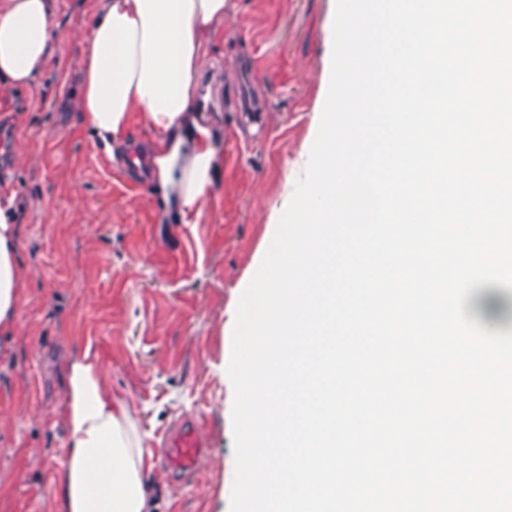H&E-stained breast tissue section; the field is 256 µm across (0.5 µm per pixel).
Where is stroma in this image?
I'll return each mask as SVG.
<instances>
[{
	"mask_svg": "<svg viewBox=\"0 0 512 512\" xmlns=\"http://www.w3.org/2000/svg\"><path fill=\"white\" fill-rule=\"evenodd\" d=\"M198 75L224 130V175L190 223L170 224L80 124V58L96 0H54L51 54L27 86L0 83V158L29 273L14 354L0 360V512H56L68 357L100 361L156 448L193 425L195 480L153 468L157 512H230L239 299L304 172L331 73L336 0H231Z\"/></svg>",
	"mask_w": 512,
	"mask_h": 512,
	"instance_id": "obj_1",
	"label": "stroma"
}]
</instances>
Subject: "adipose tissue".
I'll list each match as a JSON object with an SVG mask.
<instances>
[{
	"label": "adipose tissue",
	"instance_id": "obj_1",
	"mask_svg": "<svg viewBox=\"0 0 512 512\" xmlns=\"http://www.w3.org/2000/svg\"><path fill=\"white\" fill-rule=\"evenodd\" d=\"M230 0H98L82 57L79 119L115 152L133 124L152 135L151 190L187 220L222 181L219 128L197 112V75ZM51 0L0 10V78L25 86L50 51ZM12 201L0 196V358L13 352L27 272L17 258ZM66 461L58 512H154L150 449L103 367L72 356L63 375Z\"/></svg>",
	"mask_w": 512,
	"mask_h": 512
}]
</instances>
